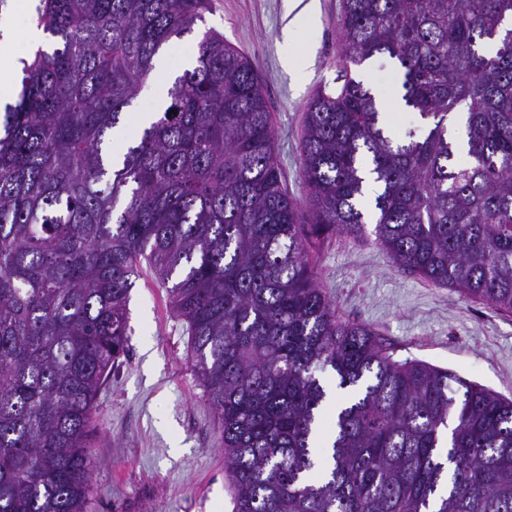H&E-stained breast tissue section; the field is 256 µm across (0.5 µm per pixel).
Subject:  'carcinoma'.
<instances>
[{"mask_svg": "<svg viewBox=\"0 0 512 512\" xmlns=\"http://www.w3.org/2000/svg\"><path fill=\"white\" fill-rule=\"evenodd\" d=\"M210 0H41L56 47L0 119V512H84L96 397L141 263L186 324L234 512H512V400L392 359L337 317L314 248L365 233L405 271L512 316V0H342L309 102L299 223L262 83L216 30L115 164L122 111ZM388 57L426 122L385 132L352 67ZM470 159L454 163L459 141ZM330 370L351 397L321 435Z\"/></svg>", "mask_w": 512, "mask_h": 512, "instance_id": "carcinoma-1", "label": "carcinoma"}]
</instances>
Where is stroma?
<instances>
[{"mask_svg": "<svg viewBox=\"0 0 512 512\" xmlns=\"http://www.w3.org/2000/svg\"><path fill=\"white\" fill-rule=\"evenodd\" d=\"M40 0H0V46L30 60L26 33L37 25ZM342 0H319V22L290 38L284 0H212L192 32L172 38L155 60L114 136L133 139L140 114L159 112L157 89L191 68L203 32H221L253 62L273 116L278 159L289 196L307 209L300 175L306 105L336 86L341 43L336 19ZM315 55L305 80L283 65L286 55ZM359 74L385 103L400 96L396 63L380 58ZM338 233L322 246L317 284L340 319L370 327L394 360H418L455 372L512 399V316L465 298L395 266L375 242ZM127 353L96 399L90 441L94 488L85 512H233L224 447L214 412L194 372L183 321L153 271L141 268L127 303Z\"/></svg>", "mask_w": 512, "mask_h": 512, "instance_id": "obj_1", "label": "stroma"}]
</instances>
